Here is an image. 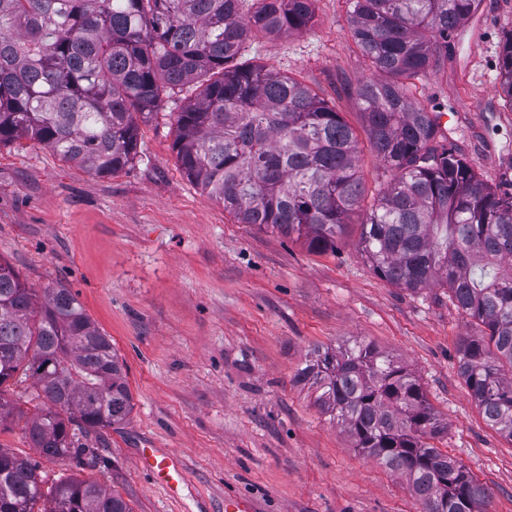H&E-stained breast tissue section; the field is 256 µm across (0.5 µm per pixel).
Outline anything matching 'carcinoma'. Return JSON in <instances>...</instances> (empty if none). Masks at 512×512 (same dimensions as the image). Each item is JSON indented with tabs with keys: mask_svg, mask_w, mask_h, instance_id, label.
I'll return each instance as SVG.
<instances>
[{
	"mask_svg": "<svg viewBox=\"0 0 512 512\" xmlns=\"http://www.w3.org/2000/svg\"><path fill=\"white\" fill-rule=\"evenodd\" d=\"M370 75L356 88L371 149L389 174L361 223V254L398 286L448 288L484 335L459 346V370L485 423L512 441V193L486 184L410 97L475 0H348ZM0 0V145L36 141L98 177L137 155L139 122L166 89L199 85L176 117L186 177L240 224L296 236L314 252L364 201L358 141L340 113L298 79L237 62L253 33H298L314 0ZM501 92L512 106V32ZM22 373L43 402L7 399ZM355 447L405 478L423 512H479L487 491L428 443L443 427L418 379L370 343L324 352L301 370ZM131 411L124 363L67 288L42 303L0 261V425L23 422L40 455L94 458L74 445ZM0 512H131L92 479L41 491L37 466L0 448Z\"/></svg>",
	"mask_w": 512,
	"mask_h": 512,
	"instance_id": "cac0c4a2",
	"label": "carcinoma"
}]
</instances>
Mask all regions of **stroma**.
<instances>
[{
  "label": "stroma",
  "instance_id": "obj_1",
  "mask_svg": "<svg viewBox=\"0 0 512 512\" xmlns=\"http://www.w3.org/2000/svg\"><path fill=\"white\" fill-rule=\"evenodd\" d=\"M302 32L252 36L244 58L291 75L335 106L359 141L368 197L387 181L368 142L355 88L368 74L347 0H315ZM512 0L449 34L412 97L447 114L443 133L490 186L512 192V106L500 51ZM192 88L162 96L139 125V149L97 177L24 140L0 146V260L37 297L64 287L126 366L132 410L90 434L99 462L39 456L18 423L0 447L36 460L43 489L93 479L131 512H224L225 490L262 512H422L404 478L355 448L299 372L315 349L364 341L410 370L437 413L433 445L488 490L484 512H512V440L487 426L459 372L458 349L482 326L447 288L411 291L379 277L359 250L357 211L324 253L203 196L174 150L176 114ZM140 448H167L186 480L169 495L137 467Z\"/></svg>",
  "mask_w": 512,
  "mask_h": 512
}]
</instances>
